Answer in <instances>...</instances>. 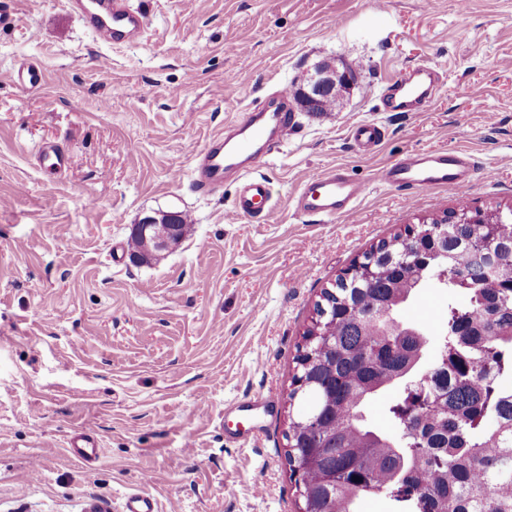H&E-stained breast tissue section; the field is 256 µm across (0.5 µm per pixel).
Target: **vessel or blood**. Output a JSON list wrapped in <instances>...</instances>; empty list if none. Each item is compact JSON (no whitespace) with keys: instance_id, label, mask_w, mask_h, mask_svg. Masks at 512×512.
Wrapping results in <instances>:
<instances>
[{"instance_id":"vessel-or-blood-1","label":"vessel or blood","mask_w":512,"mask_h":512,"mask_svg":"<svg viewBox=\"0 0 512 512\" xmlns=\"http://www.w3.org/2000/svg\"><path fill=\"white\" fill-rule=\"evenodd\" d=\"M85 26L108 44L137 41L145 30V20L131 0H68ZM45 83L41 68L23 65L17 72L18 90L28 92ZM432 85L422 83L419 72L395 81L391 95L393 108L399 112L425 111L432 97ZM292 110L291 93L279 88L273 100L253 107L226 122L223 131L214 134L200 149L191 170L193 187L203 194L221 191L226 179L239 183L231 214L234 218H253L270 213L272 196L268 180L260 174L274 140H287ZM384 133L374 123L352 127L353 141L364 151L379 148ZM477 169L474 157L463 150L436 149L410 152L378 173L381 183L408 188L406 203L419 205L423 193L435 187H450L467 192ZM367 183L353 179L343 168L332 167L318 177L305 181L293 199L297 212L324 219L348 216L367 194ZM75 456L87 461L98 456L96 439L89 433L76 434L70 445Z\"/></svg>"}]
</instances>
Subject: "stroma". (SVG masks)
<instances>
[{
    "label": "stroma",
    "mask_w": 512,
    "mask_h": 512,
    "mask_svg": "<svg viewBox=\"0 0 512 512\" xmlns=\"http://www.w3.org/2000/svg\"><path fill=\"white\" fill-rule=\"evenodd\" d=\"M40 2L0 0V512H124L138 491L158 512H299L288 392L321 290L421 216L512 206V0H134L146 34L124 46L66 0ZM323 61L357 79L337 116L296 113L262 168L272 212L232 219V182L196 192L209 137ZM27 62L46 82L23 93L13 75ZM437 65L427 111H390L391 81ZM362 122L385 131L375 152L350 138ZM47 142L69 156L55 176L37 162ZM442 148L493 178L429 190L416 209L375 179ZM333 166L370 184L355 214L296 213L300 184ZM157 211L192 230L133 265L130 228ZM451 299L430 286L399 312L427 330V360ZM79 431L98 461L70 453Z\"/></svg>",
    "instance_id": "35a3bbf8"
}]
</instances>
